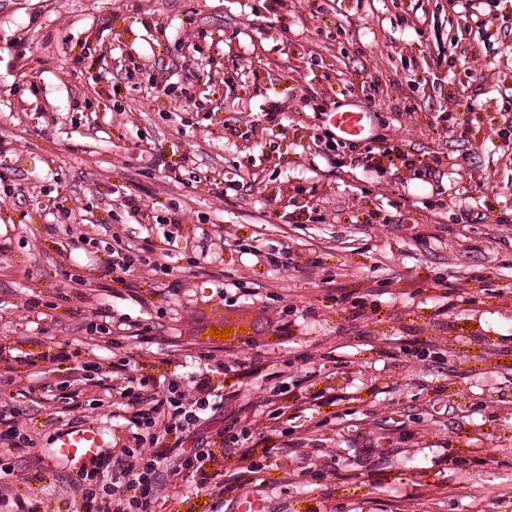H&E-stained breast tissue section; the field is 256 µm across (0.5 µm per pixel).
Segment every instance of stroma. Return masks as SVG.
Listing matches in <instances>:
<instances>
[{"instance_id":"35a3bbf8","label":"stroma","mask_w":512,"mask_h":512,"mask_svg":"<svg viewBox=\"0 0 512 512\" xmlns=\"http://www.w3.org/2000/svg\"><path fill=\"white\" fill-rule=\"evenodd\" d=\"M480 2L0 0V404L36 442L1 492L73 512L56 436L125 445L132 373L202 374L212 450L252 402L286 417L162 512H512V0ZM346 102L375 126L342 147Z\"/></svg>"}]
</instances>
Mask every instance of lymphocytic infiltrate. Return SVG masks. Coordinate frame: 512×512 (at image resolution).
I'll use <instances>...</instances> for the list:
<instances>
[{
  "label": "lymphocytic infiltrate",
  "mask_w": 512,
  "mask_h": 512,
  "mask_svg": "<svg viewBox=\"0 0 512 512\" xmlns=\"http://www.w3.org/2000/svg\"><path fill=\"white\" fill-rule=\"evenodd\" d=\"M211 387L208 380L199 379L194 393L181 391L176 383H169L161 393L152 395L150 409H141L140 396L129 397L122 408L131 415L130 421L138 427L134 450H123L117 457V470L108 483L93 487L96 471L79 473L82 490V512H158L157 504L163 485V471L168 466L192 470L198 485H206L209 469L218 459L204 449L202 441H195L192 455L172 460L173 449L181 447L182 436L192 433L210 410Z\"/></svg>",
  "instance_id": "f902f5d3"
}]
</instances>
